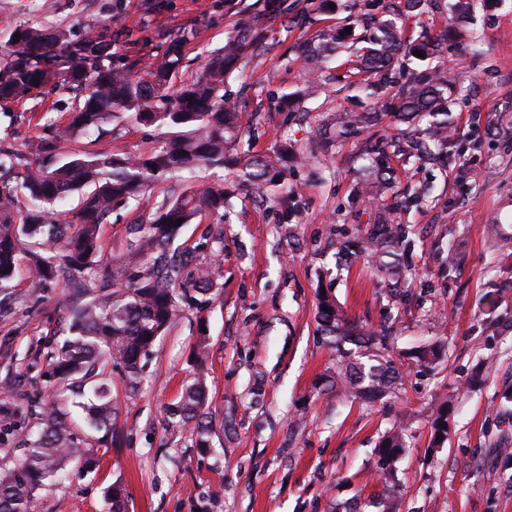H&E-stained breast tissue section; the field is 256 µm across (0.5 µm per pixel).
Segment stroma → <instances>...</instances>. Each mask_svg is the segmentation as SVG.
I'll use <instances>...</instances> for the list:
<instances>
[{
  "instance_id": "obj_1",
  "label": "stroma",
  "mask_w": 512,
  "mask_h": 512,
  "mask_svg": "<svg viewBox=\"0 0 512 512\" xmlns=\"http://www.w3.org/2000/svg\"><path fill=\"white\" fill-rule=\"evenodd\" d=\"M265 0H0V70L11 62L14 29L61 28L71 38L108 28L114 63L154 61L165 37L192 35L178 83L196 79L207 57L244 26L269 47L227 83L244 140L255 153L288 145L299 154L287 179L299 188L283 198L238 187L224 169L199 170L155 183L150 195L114 207L102 227L103 264L124 258L138 223L166 191L224 179L234 192L226 215L209 213L183 227L180 241L212 239L196 264L214 269L218 286L184 305L172 328L143 359L137 387L120 367L109 370L112 429L90 469L72 470L60 485L35 494L33 512H112V486L124 490V512H378L382 485L374 449L402 413L407 448L395 472L396 512H512V256L491 253L484 227L512 233V0H474L471 20L444 49L442 67L453 87L455 144L435 163L404 165L399 181L375 203L356 199L360 147L322 142L318 130L336 112L361 111L374 101L355 88L350 47L366 36L350 17L367 0H286L288 15L264 22ZM346 29L328 59L319 91L301 111H279L276 96L305 84L298 45L320 30ZM75 99L63 87L0 106V147L24 149L37 137L56 139ZM162 129L120 118L60 144L150 154ZM434 180L437 200L398 211L411 225L408 300L392 302L369 259L348 264L331 241L370 229L378 207L401 198L407 184ZM453 244L457 269L442 273L438 239ZM97 280L31 292L25 278L0 293V467L20 454V428L39 425L33 393L54 385L51 355L68 335L74 307L97 291ZM369 330L391 326V354L403 385L388 402L365 405L330 392L331 349L317 321L321 295ZM447 344L434 369L417 366L414 347ZM207 367L208 447L171 423L167 407L193 377L197 351ZM454 396L448 439L434 445L432 414Z\"/></svg>"
}]
</instances>
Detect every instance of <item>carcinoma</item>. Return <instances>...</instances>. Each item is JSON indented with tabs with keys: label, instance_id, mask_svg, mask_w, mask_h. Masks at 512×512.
Masks as SVG:
<instances>
[{
	"label": "carcinoma",
	"instance_id": "carcinoma-1",
	"mask_svg": "<svg viewBox=\"0 0 512 512\" xmlns=\"http://www.w3.org/2000/svg\"><path fill=\"white\" fill-rule=\"evenodd\" d=\"M401 11L376 20V32L363 38L357 49L356 69L364 72L365 94L397 101L392 113L407 125L396 139L374 138L379 111L341 112L336 116V136L363 143L359 160L363 182L361 195L374 198L394 178L391 161L413 154L424 159L448 148L451 128L448 74L434 67L425 73L406 70L415 52L432 56L440 39L428 34L411 41L403 37V21L423 11L428 0H401ZM19 41L12 44L15 63L0 71V100H18L42 89L57 73L42 63L65 54L64 82L75 94L76 106L62 125L59 138L66 140L91 129L101 130L116 118L127 115L146 125L165 127L173 137L153 153L132 158L110 151L77 150L56 160L57 143L36 140L25 155L0 149V291L12 287L21 265L27 264L31 287L44 288L63 280L68 284L95 275L102 252L100 227L112 207L152 190L166 176L200 168H232L243 183L260 192L288 171V151L253 155L232 153L239 142L235 106L228 105L226 79L247 58L265 51L262 42L244 29L224 42V48L207 58L201 74L169 93L179 74L188 33L182 31L166 41L155 61L141 68L105 64L112 58V42L93 32L79 41L55 29L19 28ZM341 43L340 34L326 30L303 44L305 67L321 75L323 64ZM317 92L312 80L300 90L280 98L283 108ZM24 168L20 188L10 185L13 169ZM23 191L31 204L21 221L15 220L17 194ZM70 193L81 196L82 207L72 216L58 217L55 204ZM433 193V185L410 186L398 207L422 201ZM231 194L224 180L174 190L165 195L155 211L131 226L133 240L126 260L112 265V290L77 308L71 317V337L52 356V376L57 385L45 404L37 436L27 440L24 454L11 468H0V512H31L36 490L46 482L57 484L71 464H92L93 442L75 434L68 419L64 398L92 397L81 403L87 427L109 434L112 403L107 385L100 379L102 368L111 361L123 369L130 386H135L146 357L158 337L179 316L180 303L193 290L206 295L216 287L215 273L203 270L194 282L185 279L188 262L197 247L170 250L178 235V220L190 224L204 213L230 207ZM377 224L359 244L336 238L339 253L352 261L367 257L393 297L403 299L409 267L388 260L408 244L407 225L396 223L394 209L379 211ZM491 246L502 253L512 250V237L500 224L487 225ZM319 326L336 351V379L330 388L355 400L387 396L398 388L400 374L390 354L392 330L367 331L340 316L327 297L318 306ZM353 348L346 349L344 344ZM446 356V346L431 341L412 354L416 365L431 368ZM206 373L197 361L192 383L184 386L178 401L170 405L171 420L190 427L198 445L209 447L205 421ZM454 397L436 407L432 422L433 443L446 440ZM403 420L394 422L378 442L376 455L380 478L387 480L405 449Z\"/></svg>",
	"mask_w": 512,
	"mask_h": 512
}]
</instances>
